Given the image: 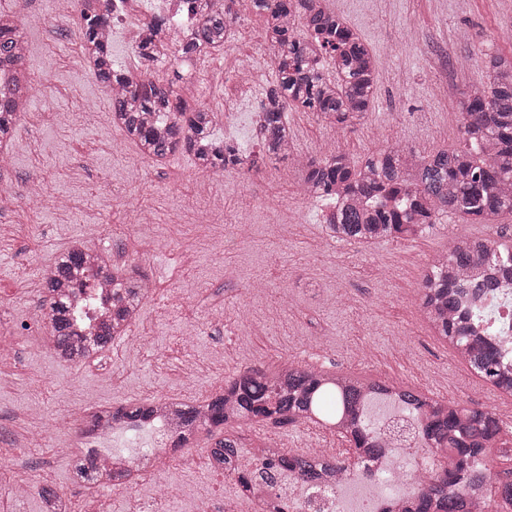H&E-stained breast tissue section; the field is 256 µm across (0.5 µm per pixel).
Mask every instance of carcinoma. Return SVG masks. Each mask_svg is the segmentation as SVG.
Returning a JSON list of instances; mask_svg holds the SVG:
<instances>
[{
    "label": "carcinoma",
    "instance_id": "cac0c4a2",
    "mask_svg": "<svg viewBox=\"0 0 512 512\" xmlns=\"http://www.w3.org/2000/svg\"><path fill=\"white\" fill-rule=\"evenodd\" d=\"M247 1L263 18L265 41L277 80L254 112L255 136L262 156L288 154V112H312L340 130L360 123L370 112L377 90L375 56L327 0H186L197 22L172 28L166 14L144 21L142 38L133 45L135 69L112 59L109 16L104 9L79 11L78 38L99 83L110 92L112 120L134 143L142 158L163 160L181 151L195 164L218 172L229 166L258 169V158L214 135L217 113L191 104L159 74L166 67L187 69L201 56L224 47ZM26 47L15 15L0 12V65L10 75L0 83V144L11 133L31 98L25 69ZM489 87L463 93V146L422 155L397 144L358 164L337 151L319 160L298 162L301 192L329 200L325 224L337 241L373 243L421 237L440 218L453 215L467 224H489L512 212V59L493 56ZM47 296L44 321L56 357L82 364L126 334L137 317L145 291L144 275L128 274L102 256L92 257L74 243L43 272ZM109 284L106 320L92 323L77 296L101 303L93 295ZM421 308L425 319L471 370L498 392L512 396V368L493 330L479 336V306L461 313L463 289L481 296L512 289V247L494 239L463 240L434 259L422 275ZM373 393L403 403L416 421L415 436L437 460L424 486L402 512H512V476L499 481L495 496L485 489L486 475L476 461L508 432L491 410L434 400L416 390L365 381L352 375L318 371L288 363L278 368L247 367L224 381V391L199 402H169L177 424L175 445L185 446L203 431L213 440L212 467L232 478L242 491L259 482L272 488L281 470L302 481L326 471H363L389 443L364 418ZM152 402L101 406L87 426L109 431L153 422ZM323 421V427L348 439L349 457L316 451L280 450L271 461L247 470L238 460L241 430L256 422L277 427ZM77 475L91 485H119L124 470L106 472L91 452L74 454Z\"/></svg>",
    "mask_w": 512,
    "mask_h": 512
}]
</instances>
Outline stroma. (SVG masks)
<instances>
[{
  "instance_id": "stroma-1",
  "label": "stroma",
  "mask_w": 512,
  "mask_h": 512,
  "mask_svg": "<svg viewBox=\"0 0 512 512\" xmlns=\"http://www.w3.org/2000/svg\"><path fill=\"white\" fill-rule=\"evenodd\" d=\"M373 49L378 86L373 110L338 133L309 112L288 114L292 148L264 159L257 171L228 168L207 174L185 153L140 161L136 147L112 122L107 93L78 55L76 15L61 0H27L17 12L34 84L31 105L12 133L5 180L40 181L45 198L0 200V336L15 340L0 358V461H22L39 485L66 493L71 504L90 495L74 472L67 432L51 431L48 447H15L29 420L47 422L87 403L118 405L168 395L194 402L221 393L225 379L283 358L319 369L413 388L428 397L492 410L512 424V397L481 381L436 336L420 307L424 267L464 239L512 243V213L489 224L443 217L415 240L372 244L326 238L323 201L297 191L299 158L340 149L356 162L398 141L425 152L461 146L462 94L490 83L484 59L512 58V0H330ZM238 35L194 66V103L232 107L219 136L256 150L252 115L275 79L263 20L244 10ZM141 175H134V167ZM289 224L278 237L277 225ZM74 240L129 255L151 276L157 296L143 304L127 333L143 337L144 352L114 341L112 375L59 360L44 327L28 318V300L42 271ZM191 284L184 307L167 298ZM196 369L179 373V345ZM231 356L216 361L217 347ZM275 434L283 448L311 445L347 452L345 438L312 423L245 427L248 440ZM188 459L167 469L179 496L161 501L157 482L115 497L112 512H138L157 500L159 512H192L196 487L207 481L209 443L197 435Z\"/></svg>"
}]
</instances>
